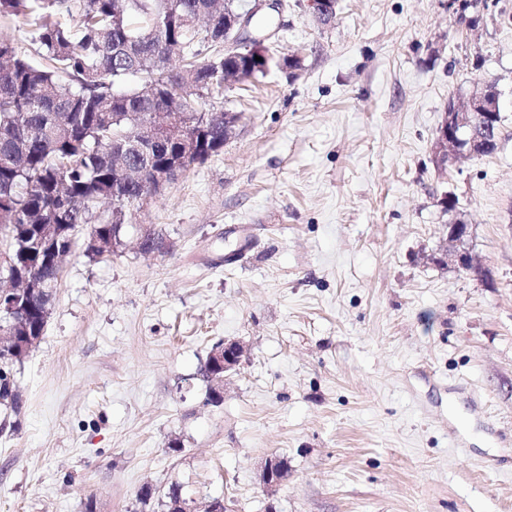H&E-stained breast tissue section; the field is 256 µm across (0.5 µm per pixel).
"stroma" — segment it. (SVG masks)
<instances>
[{
  "instance_id": "obj_1",
  "label": "stroma",
  "mask_w": 512,
  "mask_h": 512,
  "mask_svg": "<svg viewBox=\"0 0 512 512\" xmlns=\"http://www.w3.org/2000/svg\"><path fill=\"white\" fill-rule=\"evenodd\" d=\"M271 33L299 68L212 90L235 137L65 262L0 512H167L176 487L190 512H512V0H337L327 25L285 0ZM487 83L495 150L438 172L449 96ZM457 221L488 278L445 255ZM224 339L245 356L212 405Z\"/></svg>"
}]
</instances>
